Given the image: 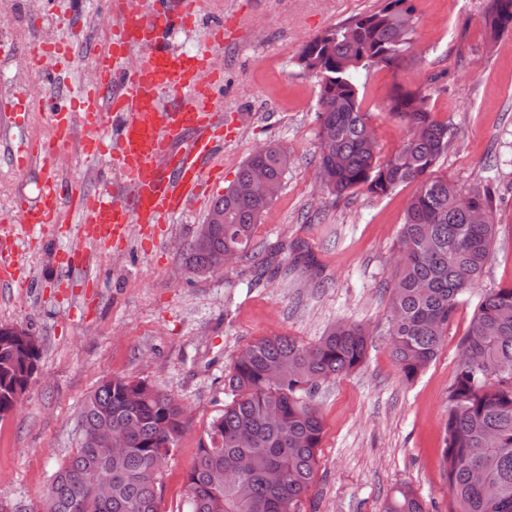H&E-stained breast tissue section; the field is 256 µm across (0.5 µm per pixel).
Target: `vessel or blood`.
Instances as JSON below:
<instances>
[{
    "label": "vessel or blood",
    "instance_id": "obj_1",
    "mask_svg": "<svg viewBox=\"0 0 512 512\" xmlns=\"http://www.w3.org/2000/svg\"><path fill=\"white\" fill-rule=\"evenodd\" d=\"M207 0H107L112 21L107 48L92 62L93 80L84 81L72 103L51 108L54 134L18 154V169L49 163L66 145L74 127L83 131L82 151L90 158L111 156L130 191L120 201L88 194L72 182L46 174L38 204L25 196L14 202L21 224H59L65 211L76 212L87 235L107 247L133 224H167L198 198L213 177L212 145L224 137L222 106L215 89L224 74L209 49L195 54L169 47L172 31L194 24ZM28 67L47 81L46 95L61 96L68 86V62L75 53L63 39H38L24 54ZM116 122L115 141L107 143L104 120ZM20 264L0 255V284L20 286Z\"/></svg>",
    "mask_w": 512,
    "mask_h": 512
}]
</instances>
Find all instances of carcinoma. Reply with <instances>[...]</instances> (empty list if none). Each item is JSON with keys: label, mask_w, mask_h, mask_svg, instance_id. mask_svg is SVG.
<instances>
[{"label": "carcinoma", "mask_w": 512, "mask_h": 512, "mask_svg": "<svg viewBox=\"0 0 512 512\" xmlns=\"http://www.w3.org/2000/svg\"><path fill=\"white\" fill-rule=\"evenodd\" d=\"M412 0H383L302 45L297 65L317 79L318 174L336 196L365 190L386 196L417 183L399 235L390 287L388 336L401 376L413 380L433 361L448 335L460 298L482 276L499 234L492 197H458L435 166L448 149V124L438 121L421 89L394 86L387 112L408 134L382 156L359 97L360 71L400 68L415 32ZM485 26L495 37L512 31V0H491ZM261 164L274 187L268 199L248 191ZM289 156L269 146L249 156L208 214L202 247L191 248L195 272L216 269L224 253L248 254L262 214L275 199ZM483 211L487 220L477 222ZM368 338L338 323L313 344L268 336L237 356L228 375L232 401L209 424L186 477L190 512H301L319 467L324 425L313 397L331 378L360 366ZM40 350L0 328V417L13 394L27 388ZM75 454L46 488L40 512H160L161 487L150 472L186 429L183 408L142 380L114 376L86 398ZM112 429L115 447L89 437ZM442 469L451 512H512V286L493 288L477 304L461 340L448 389ZM384 512H425L409 487Z\"/></svg>", "instance_id": "cac0c4a2"}]
</instances>
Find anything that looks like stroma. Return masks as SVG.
Instances as JSON below:
<instances>
[{
    "mask_svg": "<svg viewBox=\"0 0 512 512\" xmlns=\"http://www.w3.org/2000/svg\"><path fill=\"white\" fill-rule=\"evenodd\" d=\"M28 0H0V13L18 21L1 36L16 54L0 55V100L36 84L19 52L33 38ZM44 19L59 26L71 16L86 37L75 54L84 63L108 33L96 25L102 0H37ZM418 18L413 50L402 68L359 75L383 153L406 137L385 112L394 83L422 88L452 139L435 170L461 193L490 191L498 200L499 234L490 261L462 297L436 359L404 380L387 334L389 290L410 183L384 197L358 191L329 194L317 174V82L296 64L302 45L380 0H211L171 47L195 52L212 26L232 15L238 35L217 47L224 68V140L212 158L219 178L200 204H190L155 234L131 225L127 237L95 254L89 272L68 268L64 254L83 243L78 215L64 224L10 221L15 198L40 197V173L15 168L11 150L50 131L39 113L16 125L0 111V249L13 252L28 287L0 288V325L18 324L39 340L38 372L15 410L0 418V497L39 506L55 473L75 452L84 399L105 379H144L183 406L188 427L160 475V512H189L185 480L199 441L231 399L225 380L248 345L267 336L315 342L333 325L369 334L367 357L348 374L323 383L314 396L324 424L318 472L302 512H382L384 501L411 487L426 512H449L440 467L448 388L459 344L480 297L512 284V32L485 28L490 0H412ZM82 67L71 76L79 83ZM78 135L61 150L58 170L94 194H121L118 173L105 160L81 154ZM276 145L291 163L278 197L257 226L256 251L223 269L192 272L186 259L214 202L258 147ZM309 264L295 263L293 244Z\"/></svg>",
    "mask_w": 512,
    "mask_h": 512,
    "instance_id": "stroma-1",
    "label": "stroma"
}]
</instances>
